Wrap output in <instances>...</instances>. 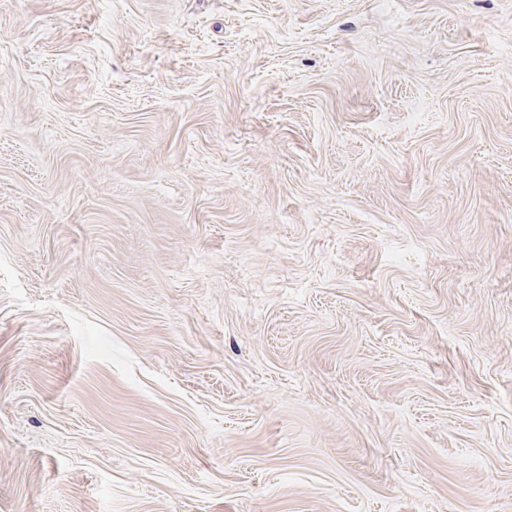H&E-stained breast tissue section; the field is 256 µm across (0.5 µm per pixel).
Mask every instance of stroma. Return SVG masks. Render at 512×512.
<instances>
[{"label": "stroma", "instance_id": "stroma-1", "mask_svg": "<svg viewBox=\"0 0 512 512\" xmlns=\"http://www.w3.org/2000/svg\"><path fill=\"white\" fill-rule=\"evenodd\" d=\"M0 512H512V0H0Z\"/></svg>", "mask_w": 512, "mask_h": 512}]
</instances>
